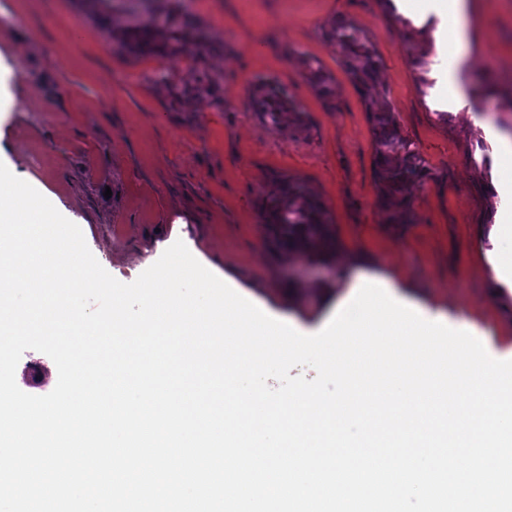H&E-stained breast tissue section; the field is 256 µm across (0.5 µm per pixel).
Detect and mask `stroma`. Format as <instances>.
Here are the masks:
<instances>
[{"instance_id": "1", "label": "stroma", "mask_w": 512, "mask_h": 512, "mask_svg": "<svg viewBox=\"0 0 512 512\" xmlns=\"http://www.w3.org/2000/svg\"><path fill=\"white\" fill-rule=\"evenodd\" d=\"M469 84L478 123L439 119L446 95L432 32L438 18L383 0H182L175 24L207 29L210 50L131 58L112 41L122 13L89 17L80 0H0V61L22 93L0 115L27 177L79 221L93 256L131 283L175 241L217 253L224 272L278 317L311 326L341 279L275 258L260 229L271 177L305 181L325 203L351 270L407 284L414 301L489 336L512 356V294L488 297L485 253L512 194L494 192L499 135L512 136V0H475ZM347 19L382 60L400 132L427 175L410 188L414 224L389 226L377 201L363 95L326 30ZM27 34L18 48V34ZM317 59L331 91L307 75ZM286 89L303 122L272 129L254 112L259 80ZM485 145L489 163L470 156Z\"/></svg>"}]
</instances>
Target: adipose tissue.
<instances>
[{"label":"adipose tissue","instance_id":"1","mask_svg":"<svg viewBox=\"0 0 512 512\" xmlns=\"http://www.w3.org/2000/svg\"><path fill=\"white\" fill-rule=\"evenodd\" d=\"M425 13L451 22L453 41H446L444 29H436L434 39L445 44L447 63L441 78L448 85V99L454 112L474 114L470 90L465 79L469 64L468 30L473 8L468 0H427ZM19 146L0 143V158H10L8 168L0 167V223L9 225L10 236H17L29 224H69L73 217L56 208L36 203L28 186L26 173L15 158ZM490 267L487 287L490 293L512 288V225L503 224L486 254ZM222 285L223 294L213 297L212 306L231 310L224 322V335L240 350L251 346V329H271L276 355L280 358L307 359L318 362L316 377L268 391L270 365H243L251 394L242 398L245 406L272 411L283 404L306 397L312 402L326 400L336 406L350 405L354 390L346 355L349 339L369 332L388 337L387 353L400 359L402 388L406 393L437 396L442 385L478 394L476 409H459L460 428H468L474 418L493 424L512 409V368L505 363L490 338L449 323L447 317L413 301L397 282L375 272L363 270L344 283L323 318L308 327L293 318L279 319L269 328V311L245 286L226 276L221 268L201 253L183 251L167 269L150 280L145 289L148 303L136 322L125 315V300H112V334L123 340L131 336H182L188 322L207 318V311L190 307L207 283ZM412 349L408 359H401L405 349ZM446 354L449 371L445 381H438L435 358Z\"/></svg>","mask_w":512,"mask_h":512}]
</instances>
